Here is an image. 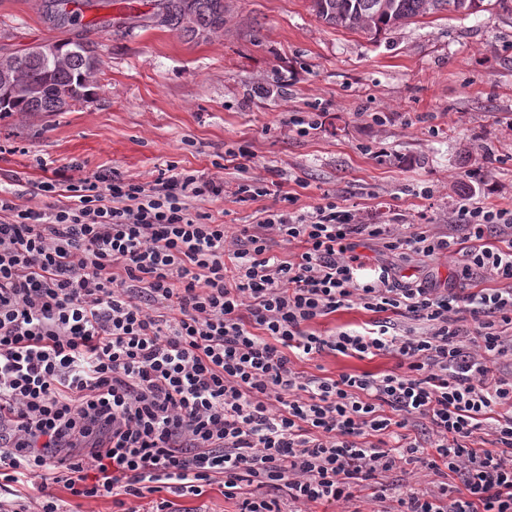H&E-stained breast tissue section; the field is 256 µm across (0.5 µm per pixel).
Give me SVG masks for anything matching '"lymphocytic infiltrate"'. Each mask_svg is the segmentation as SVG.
<instances>
[{"mask_svg":"<svg viewBox=\"0 0 512 512\" xmlns=\"http://www.w3.org/2000/svg\"><path fill=\"white\" fill-rule=\"evenodd\" d=\"M35 188L49 205L0 188V512H65L57 485L125 512L213 485L235 512H311L363 489L385 500L403 463L436 481L396 512H512L511 211L462 205L452 239L333 201L303 211L287 191L231 232L198 208L223 184L174 164L148 183L58 171ZM451 250L494 287L461 296L367 264ZM354 305L373 327L313 331ZM325 352L397 365L300 371Z\"/></svg>","mask_w":512,"mask_h":512,"instance_id":"obj_1","label":"lymphocytic infiltrate"}]
</instances>
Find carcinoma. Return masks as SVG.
<instances>
[{"label": "carcinoma", "instance_id": "obj_1", "mask_svg": "<svg viewBox=\"0 0 512 512\" xmlns=\"http://www.w3.org/2000/svg\"><path fill=\"white\" fill-rule=\"evenodd\" d=\"M512 0H310L316 17L328 25L372 38L411 20L443 11L470 16ZM102 0H41L43 19L55 29L73 24ZM163 17L160 25L202 38L224 27V0H153L152 13L132 16L140 24ZM103 64L97 47L80 40H46L21 54L0 57V120L15 114H52L91 99L92 78Z\"/></svg>", "mask_w": 512, "mask_h": 512}]
</instances>
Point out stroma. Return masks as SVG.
<instances>
[{
    "label": "stroma",
    "mask_w": 512,
    "mask_h": 512,
    "mask_svg": "<svg viewBox=\"0 0 512 512\" xmlns=\"http://www.w3.org/2000/svg\"><path fill=\"white\" fill-rule=\"evenodd\" d=\"M38 0H0V54L47 39H82L104 60L94 96L63 112L0 120V187L44 207L34 184L62 166L153 181L167 163L203 177L264 181L268 196L200 203L228 225L253 224L279 192L303 207L324 197L365 224L449 231L460 204L512 210V13L443 12L376 39L326 25L310 0H224V27L191 39L123 22L151 0H106L57 30ZM112 21L111 30L95 17ZM301 112L315 125L285 126ZM246 173L213 165L238 146ZM395 359L325 354L302 363L320 377L383 373Z\"/></svg>",
    "instance_id": "1"
}]
</instances>
